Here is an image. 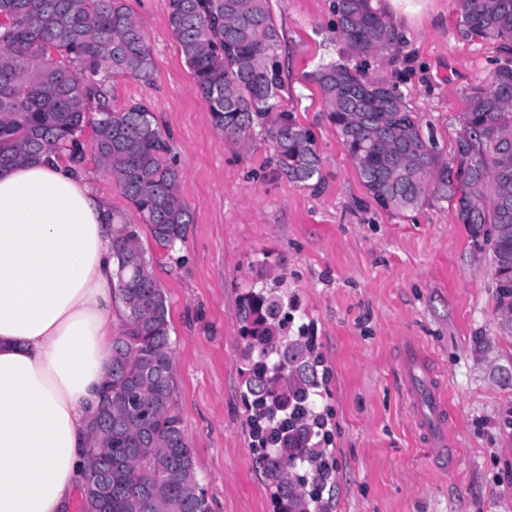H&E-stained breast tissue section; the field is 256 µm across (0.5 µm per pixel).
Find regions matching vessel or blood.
<instances>
[{"label": "vessel or blood", "mask_w": 512, "mask_h": 512, "mask_svg": "<svg viewBox=\"0 0 512 512\" xmlns=\"http://www.w3.org/2000/svg\"><path fill=\"white\" fill-rule=\"evenodd\" d=\"M400 376L412 419L436 461L453 459L455 442L448 394L433 365L415 342L402 345Z\"/></svg>", "instance_id": "b4317fda"}]
</instances>
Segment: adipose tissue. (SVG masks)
Wrapping results in <instances>:
<instances>
[{
    "mask_svg": "<svg viewBox=\"0 0 512 512\" xmlns=\"http://www.w3.org/2000/svg\"><path fill=\"white\" fill-rule=\"evenodd\" d=\"M110 205L65 164L0 170V512H67L111 360Z\"/></svg>",
    "mask_w": 512,
    "mask_h": 512,
    "instance_id": "obj_1",
    "label": "adipose tissue"
}]
</instances>
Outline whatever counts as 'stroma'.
<instances>
[{
    "label": "stroma",
    "instance_id": "obj_1",
    "mask_svg": "<svg viewBox=\"0 0 512 512\" xmlns=\"http://www.w3.org/2000/svg\"><path fill=\"white\" fill-rule=\"evenodd\" d=\"M152 46L149 79L117 77L115 106L149 103L169 139L194 222L158 259L147 225L111 176H86L137 224L170 307L173 400L211 512H273L251 446L238 310L249 291L295 299L328 372L321 409L333 434L330 512H512V336L497 331L488 255L449 202L392 213L371 200L308 76L335 58L332 0H271L286 47L282 104L312 133L321 178L288 181L264 135L225 140L169 25L170 0H126ZM495 43L457 28L456 0H429L395 61L410 108L451 157L465 98L495 65ZM418 341L451 395L459 462L441 471L415 432L397 342Z\"/></svg>",
    "mask_w": 512,
    "mask_h": 512
}]
</instances>
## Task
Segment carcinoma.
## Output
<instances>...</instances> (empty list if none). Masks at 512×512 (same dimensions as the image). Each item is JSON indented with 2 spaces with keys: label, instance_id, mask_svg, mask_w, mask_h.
<instances>
[{
  "label": "carcinoma",
  "instance_id": "1",
  "mask_svg": "<svg viewBox=\"0 0 512 512\" xmlns=\"http://www.w3.org/2000/svg\"><path fill=\"white\" fill-rule=\"evenodd\" d=\"M456 7L462 35L495 42L508 57L467 95L448 161L401 82L366 74L372 58L400 53L380 0H333L339 57L310 80L369 198L396 212L454 202L474 249L499 271L497 313L512 315V286L501 285L512 278V0ZM169 22L214 126L239 142L258 128L289 181L320 177L311 132L279 104L283 36L269 0H170ZM152 69L151 45L124 0H0V168L62 159L82 173L89 126L95 163L171 250L193 216L178 195L168 138L148 106L114 108L107 88L113 77L147 79ZM111 226L123 326L112 338V382L90 425L86 473L112 474V512H210L173 408L166 296L135 225L114 213ZM290 307L277 289L263 288L240 308L250 423L275 512H329L325 375L303 328L290 332Z\"/></svg>",
  "mask_w": 512,
  "mask_h": 512
}]
</instances>
